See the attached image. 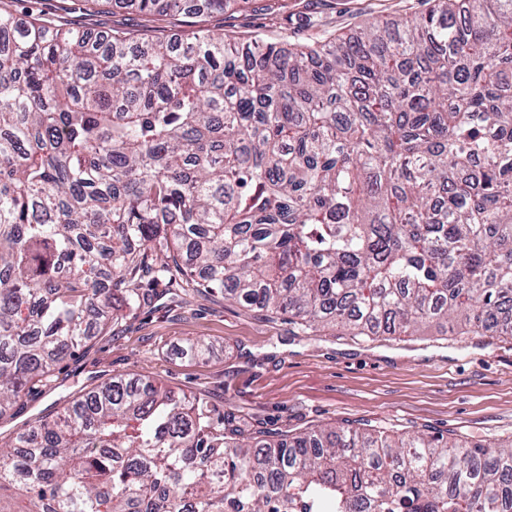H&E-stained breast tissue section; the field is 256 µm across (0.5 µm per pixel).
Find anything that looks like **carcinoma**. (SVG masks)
Segmentation results:
<instances>
[{
    "instance_id": "1",
    "label": "carcinoma",
    "mask_w": 512,
    "mask_h": 512,
    "mask_svg": "<svg viewBox=\"0 0 512 512\" xmlns=\"http://www.w3.org/2000/svg\"><path fill=\"white\" fill-rule=\"evenodd\" d=\"M432 2L261 45L97 41L0 0V416L90 317L102 334L159 286L366 336L458 318L512 336V0ZM6 491L25 512H512V444L343 426L272 444L118 375L0 442V512Z\"/></svg>"
}]
</instances>
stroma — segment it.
<instances>
[{"mask_svg":"<svg viewBox=\"0 0 512 512\" xmlns=\"http://www.w3.org/2000/svg\"><path fill=\"white\" fill-rule=\"evenodd\" d=\"M294 15L279 27L244 6L204 18L154 23L107 0H15L19 20H64L95 36L120 29L189 39L204 27L267 43L306 44L353 34L373 17L426 11L427 0H286ZM121 317L105 335L66 358L46 382L30 385L0 418V435L56 415L74 397L118 374L230 407L253 431L302 432L364 423L425 431L480 444L512 443V337L461 333L432 325L410 336H363L325 326L307 329L288 315L249 309L217 293L187 289ZM204 338L217 353L181 359L186 340Z\"/></svg>","mask_w":512,"mask_h":512,"instance_id":"stroma-1","label":"stroma"}]
</instances>
